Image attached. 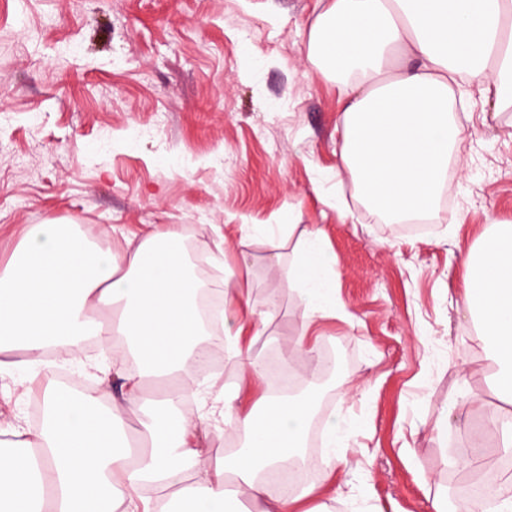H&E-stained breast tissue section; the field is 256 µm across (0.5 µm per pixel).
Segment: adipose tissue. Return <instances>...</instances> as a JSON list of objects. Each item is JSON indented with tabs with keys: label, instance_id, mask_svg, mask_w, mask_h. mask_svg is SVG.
<instances>
[{
	"label": "adipose tissue",
	"instance_id": "ef3b65f1",
	"mask_svg": "<svg viewBox=\"0 0 512 512\" xmlns=\"http://www.w3.org/2000/svg\"><path fill=\"white\" fill-rule=\"evenodd\" d=\"M308 49L339 88L341 164L365 204L392 224L434 213L462 133L454 106L463 86L512 105V0H326ZM181 239L176 230L150 232L118 258L80 228L35 224L0 269V369L29 367L60 347L81 364L91 336L107 348L121 338L113 367L139 366L125 377L119 403L106 404L103 390L49 386L41 427H0V512H229L234 492L259 512H313L320 498L349 499L333 473L348 466L341 446L363 423L333 414L323 422L333 451L325 479L270 490V473L307 465L315 401L263 389L245 326L224 329L242 363L239 395L185 379L206 329ZM294 273L303 331L290 351L305 357L317 342L315 323L336 313V260L318 233L305 237ZM467 274L464 309L478 318L498 365L494 384L512 405L511 224L497 223L469 254ZM154 379L173 387L144 426L146 452L132 463L118 444L122 418L139 412ZM189 397L195 408H184ZM221 422L244 443L211 463L198 433Z\"/></svg>",
	"mask_w": 512,
	"mask_h": 512
}]
</instances>
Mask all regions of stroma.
I'll return each instance as SVG.
<instances>
[{"instance_id":"obj_1","label":"stroma","mask_w":512,"mask_h":512,"mask_svg":"<svg viewBox=\"0 0 512 512\" xmlns=\"http://www.w3.org/2000/svg\"><path fill=\"white\" fill-rule=\"evenodd\" d=\"M320 0H0V267L31 225L56 220L126 241L171 227L198 237L189 258L200 288L226 275L252 306L250 355L282 354L301 331L288 270L302 231L320 233L338 264L342 316L322 322L339 345V381L318 394L362 419L350 438L355 502L325 512H429L434 496L470 482L465 433L436 439L442 405L468 379L483 402L473 426L502 405L495 362L461 305L467 251L512 223V108L468 88L462 141L442 213L429 233L401 234L364 205L340 165L339 95L308 57ZM39 113L41 124L28 117ZM273 226V237L240 225ZM280 253L279 272L270 256ZM0 373V423L35 427L33 395L54 369Z\"/></svg>"}]
</instances>
